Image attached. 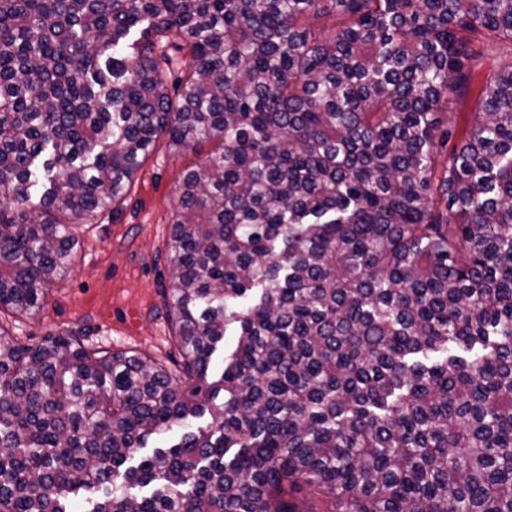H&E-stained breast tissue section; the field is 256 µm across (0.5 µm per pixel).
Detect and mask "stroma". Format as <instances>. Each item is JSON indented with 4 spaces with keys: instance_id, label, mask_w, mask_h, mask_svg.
Instances as JSON below:
<instances>
[{
    "instance_id": "35a3bbf8",
    "label": "stroma",
    "mask_w": 512,
    "mask_h": 512,
    "mask_svg": "<svg viewBox=\"0 0 512 512\" xmlns=\"http://www.w3.org/2000/svg\"><path fill=\"white\" fill-rule=\"evenodd\" d=\"M209 150L204 144L178 152L159 142L122 210L77 228L81 246L72 272L35 318L10 325L16 341L79 329L90 347L166 358L173 349L165 294L169 219L183 173Z\"/></svg>"
}]
</instances>
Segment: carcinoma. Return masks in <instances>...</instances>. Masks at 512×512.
<instances>
[{
    "label": "carcinoma",
    "mask_w": 512,
    "mask_h": 512,
    "mask_svg": "<svg viewBox=\"0 0 512 512\" xmlns=\"http://www.w3.org/2000/svg\"><path fill=\"white\" fill-rule=\"evenodd\" d=\"M501 42L512 0H0V316L160 140L215 145L165 244L177 358L0 324V512H512Z\"/></svg>",
    "instance_id": "1"
}]
</instances>
